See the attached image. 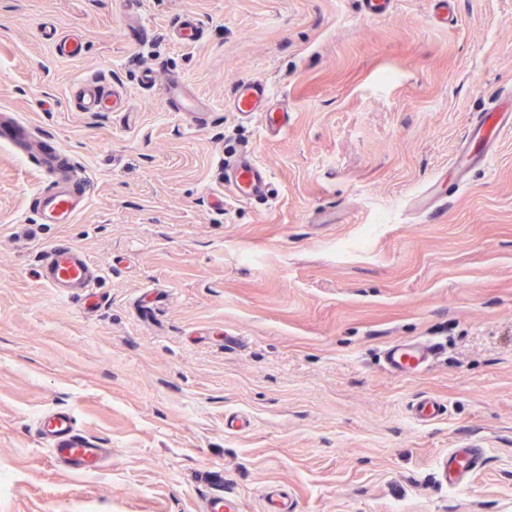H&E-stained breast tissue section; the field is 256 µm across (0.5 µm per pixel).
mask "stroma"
Returning <instances> with one entry per match:
<instances>
[{
	"mask_svg": "<svg viewBox=\"0 0 512 512\" xmlns=\"http://www.w3.org/2000/svg\"><path fill=\"white\" fill-rule=\"evenodd\" d=\"M190 45L172 32L184 13ZM432 0L389 16L358 0H0V110L91 178L71 224H38L34 165L0 148V512H203L208 471L233 512L264 494L295 512H512V134L454 190L477 112L512 88V0ZM145 21L150 44L127 37ZM85 44L54 54L43 27ZM157 83L183 76L207 106L189 126ZM126 98L83 112L86 79ZM270 83L287 131L231 112L235 85ZM270 169V201L233 199L240 154ZM437 184L439 215L412 196ZM68 240L103 276L94 312L36 270ZM436 342L426 373L381 351ZM447 411L421 425L419 397ZM56 409L106 451L55 463L36 431ZM484 449L460 488L451 448Z\"/></svg>",
	"mask_w": 512,
	"mask_h": 512,
	"instance_id": "stroma-1",
	"label": "stroma"
}]
</instances>
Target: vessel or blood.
Here are the masks:
<instances>
[{
  "mask_svg": "<svg viewBox=\"0 0 512 512\" xmlns=\"http://www.w3.org/2000/svg\"><path fill=\"white\" fill-rule=\"evenodd\" d=\"M164 102L175 111L199 117L203 110L198 100L191 97L180 75H171L161 88ZM76 99L86 112H119L125 106L121 93L106 91L94 81H83L76 86ZM273 92L261 79L239 82L228 105L244 117H259L266 131L280 133L288 127V114L273 108ZM512 130V91L500 93L493 105L478 113L471 121L465 141L452 167L457 184H465L475 167H487L497 152L500 137ZM0 145L11 148L28 158H35L39 166L56 171L53 185L40 189L34 198L35 221L39 224H70L86 206L87 181L69 177L65 165L59 164L58 154L48 140L36 139L31 125L13 112L0 113ZM234 197L251 200L268 197L272 176L253 157L240 156L231 166ZM38 277L56 297L72 295L92 297L101 277L100 271L74 244L59 241L41 251ZM433 355V345L427 340L402 341L388 346L384 353L386 368L393 374L410 376L422 373ZM444 414L440 399L422 396L412 405V415L418 423L428 424ZM53 457L68 470L86 472L96 469L102 460V450L80 434L72 413L51 412L44 415L37 427ZM484 451L465 446L449 449L441 457V477L452 488L463 486L477 472L483 462Z\"/></svg>",
  "mask_w": 512,
  "mask_h": 512,
  "instance_id": "obj_1",
  "label": "vessel or blood"
}]
</instances>
